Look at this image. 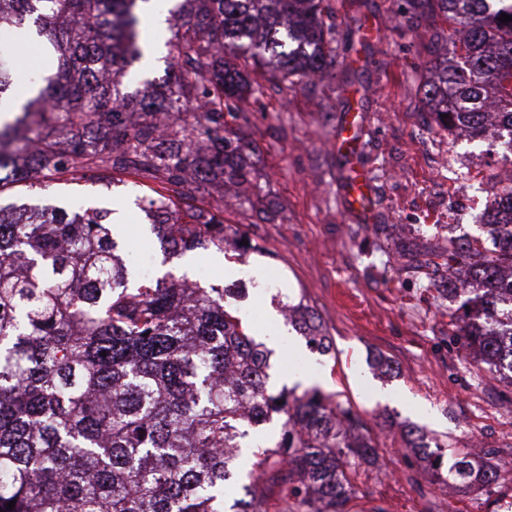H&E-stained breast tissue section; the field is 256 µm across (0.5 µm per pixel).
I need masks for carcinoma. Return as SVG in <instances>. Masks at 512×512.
Instances as JSON below:
<instances>
[{
  "instance_id": "carcinoma-1",
  "label": "carcinoma",
  "mask_w": 512,
  "mask_h": 512,
  "mask_svg": "<svg viewBox=\"0 0 512 512\" xmlns=\"http://www.w3.org/2000/svg\"><path fill=\"white\" fill-rule=\"evenodd\" d=\"M150 2L0 0V100L19 110L0 123V194L41 177L147 178L145 210L170 220L153 224L164 251L222 252L232 225L197 193L256 177L230 123L251 92L244 71L288 88L333 64L330 0H173L166 78L133 93L122 78L148 45ZM407 2L466 32L424 90L439 125L479 136L492 100L512 151V21H500L512 0ZM488 225L492 247L453 243L419 268L433 286L469 284L448 289L461 299L448 335L512 385V221ZM113 231L107 208L0 205V509L224 512L233 483L234 512H260L268 483L288 487L289 512H348L356 460L374 448L364 419L316 389L271 392V351L237 316V289L135 279ZM286 306L328 354L309 307ZM281 414L279 438L241 476L242 440ZM448 477L468 492L497 471L461 460Z\"/></svg>"
}]
</instances>
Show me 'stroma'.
I'll use <instances>...</instances> for the list:
<instances>
[{
	"instance_id": "1",
	"label": "stroma",
	"mask_w": 512,
	"mask_h": 512,
	"mask_svg": "<svg viewBox=\"0 0 512 512\" xmlns=\"http://www.w3.org/2000/svg\"><path fill=\"white\" fill-rule=\"evenodd\" d=\"M336 65L285 91L269 83L240 104L234 125L259 155V184L274 207L226 196L222 181L204 192V204L225 223L240 225L262 248L231 261L216 249L164 260L155 251L154 274L165 268L210 284L227 285L234 268L241 287L258 292L237 301L254 334L273 346L269 387L320 389L351 405L374 440L370 462L358 468L351 512H507L512 507V386L476 371L448 335L451 304L429 287L421 260L466 237H486L504 165L497 139L473 140L436 125L423 105V88L439 54L450 46L448 25L407 20L402 0H331ZM161 23H147L152 55L128 70L131 89L165 74V43L173 35L167 0H155ZM358 138L353 163L367 177L374 205L366 218L349 217L341 193L336 134L343 119ZM442 154L467 161L466 183L430 164ZM146 178L117 177L111 186L77 178L43 188L22 185L3 203L50 205L71 211L99 204L116 215L120 248L135 261L136 241L152 237L151 220L137 204L149 195ZM467 203L456 206L458 194ZM303 299L325 327L329 354L310 349L288 324L276 292ZM395 365L376 368L378 357ZM415 429L442 448L432 469L407 437ZM499 465L498 480L480 493H462L448 469L462 457Z\"/></svg>"
}]
</instances>
